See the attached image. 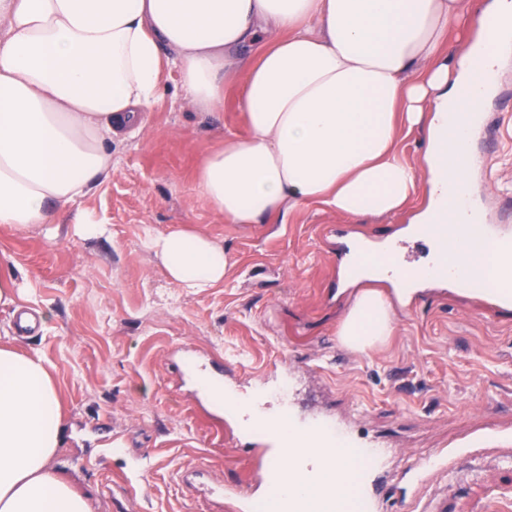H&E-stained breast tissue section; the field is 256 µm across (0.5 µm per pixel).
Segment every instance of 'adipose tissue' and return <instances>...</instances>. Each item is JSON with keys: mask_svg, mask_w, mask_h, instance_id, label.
Instances as JSON below:
<instances>
[{"mask_svg": "<svg viewBox=\"0 0 512 512\" xmlns=\"http://www.w3.org/2000/svg\"><path fill=\"white\" fill-rule=\"evenodd\" d=\"M464 34L461 49L448 31ZM512 48V0H0V226L49 224L57 209L110 174L108 140L142 126L167 67L188 104L212 111L239 83L250 135L204 157L195 186L234 224H259L318 202L350 218L384 219L424 200L405 232L465 222L433 240L439 270L459 288L511 291L477 214H461L478 120L468 80ZM424 129L421 166L399 154L403 132ZM144 247L170 284L198 292L223 282L229 257L205 232H149ZM358 285L338 331L364 350L393 331V307L376 282L406 294L378 248L346 267ZM64 415L53 367L0 347V512H94L88 496L50 462ZM330 468L297 491L318 503L347 492L360 448L336 438Z\"/></svg>", "mask_w": 512, "mask_h": 512, "instance_id": "1", "label": "adipose tissue"}]
</instances>
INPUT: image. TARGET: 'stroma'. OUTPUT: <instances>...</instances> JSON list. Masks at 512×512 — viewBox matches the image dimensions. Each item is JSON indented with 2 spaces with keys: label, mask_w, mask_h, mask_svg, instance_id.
Instances as JSON below:
<instances>
[{
  "label": "stroma",
  "mask_w": 512,
  "mask_h": 512,
  "mask_svg": "<svg viewBox=\"0 0 512 512\" xmlns=\"http://www.w3.org/2000/svg\"><path fill=\"white\" fill-rule=\"evenodd\" d=\"M501 69L484 108L496 146L481 135L474 144L473 196L487 218L512 206V57ZM237 98L231 87L220 109L196 110L177 69H166L145 130L112 140L110 175L57 211L54 231L0 226V264L22 286L19 303L45 318L20 338L12 311L0 308V343L53 366L66 429L52 466L92 495L97 512H234L207 487L251 478L250 457L261 449L232 421L214 426L216 408L181 374L186 348L208 369L223 366L225 387L240 393L271 387L294 359L308 361L295 382L297 410L346 426L358 441H382L394 468L485 425H512L511 309L430 286L396 311L384 343L365 353L341 344L348 295L338 235L384 238L399 233L406 213L353 219L308 203L284 220L231 224L198 197V163L248 134ZM81 218L105 234L78 236ZM179 226L223 244L221 285L191 293L168 283L142 240L146 229ZM143 452L155 468L124 498L126 461ZM448 512H512V465L487 464L473 481L449 485Z\"/></svg>",
  "instance_id": "obj_1"
}]
</instances>
